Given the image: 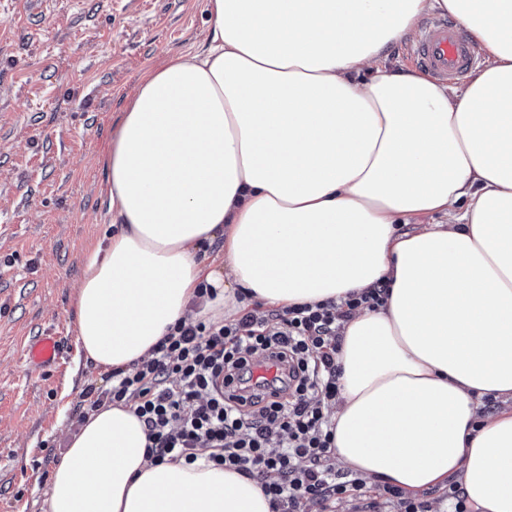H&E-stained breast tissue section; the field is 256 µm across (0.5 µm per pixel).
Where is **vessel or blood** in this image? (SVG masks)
Returning <instances> with one entry per match:
<instances>
[{
	"instance_id": "1",
	"label": "vessel or blood",
	"mask_w": 512,
	"mask_h": 512,
	"mask_svg": "<svg viewBox=\"0 0 512 512\" xmlns=\"http://www.w3.org/2000/svg\"><path fill=\"white\" fill-rule=\"evenodd\" d=\"M408 53L417 65L440 82L457 79L473 69L477 63L474 44L448 18L428 19ZM63 354L62 338L47 331L30 340L26 361L36 369L58 368Z\"/></svg>"
}]
</instances>
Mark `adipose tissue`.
<instances>
[{
    "instance_id": "obj_1",
    "label": "adipose tissue",
    "mask_w": 512,
    "mask_h": 512,
    "mask_svg": "<svg viewBox=\"0 0 512 512\" xmlns=\"http://www.w3.org/2000/svg\"><path fill=\"white\" fill-rule=\"evenodd\" d=\"M205 11L204 50L147 69L110 138L120 230L83 263L80 356L126 370L189 315L233 317L238 293L288 306L390 279L386 307L344 329L336 462L408 493L457 475L475 512H512V0ZM432 11L486 55L462 84L386 64ZM432 213L445 222L395 235ZM219 237L222 264L200 259ZM486 394L503 407L483 417ZM146 446L130 406L104 403L68 439L46 512H271L237 472Z\"/></svg>"
}]
</instances>
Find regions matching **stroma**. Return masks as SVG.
<instances>
[{
    "mask_svg": "<svg viewBox=\"0 0 512 512\" xmlns=\"http://www.w3.org/2000/svg\"><path fill=\"white\" fill-rule=\"evenodd\" d=\"M205 0H0V512H45L74 407L111 373L78 358L73 298L110 222L103 164L141 74L203 48ZM65 337L62 370L28 340ZM62 354L61 336L47 331L30 340L26 349V361L35 369H57Z\"/></svg>",
    "mask_w": 512,
    "mask_h": 512,
    "instance_id": "obj_1",
    "label": "stroma"
}]
</instances>
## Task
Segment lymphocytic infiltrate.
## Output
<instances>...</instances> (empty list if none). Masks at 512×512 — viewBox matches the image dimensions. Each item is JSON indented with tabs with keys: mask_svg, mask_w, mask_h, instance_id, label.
<instances>
[{
	"mask_svg": "<svg viewBox=\"0 0 512 512\" xmlns=\"http://www.w3.org/2000/svg\"><path fill=\"white\" fill-rule=\"evenodd\" d=\"M390 288L382 278L339 301L257 302L222 323L177 322L151 358L116 371L110 389L84 390L75 412L83 420L106 400L133 405L155 461L191 463L210 449L214 466L260 485L273 512H333L346 498L353 512H432L443 502L450 512H474L458 480L432 500L390 485L372 498L356 472L336 465L331 411L343 330L361 310L384 308ZM262 357L286 366L285 381L253 385L251 363Z\"/></svg>",
	"mask_w": 512,
	"mask_h": 512,
	"instance_id": "1",
	"label": "lymphocytic infiltrate"
}]
</instances>
